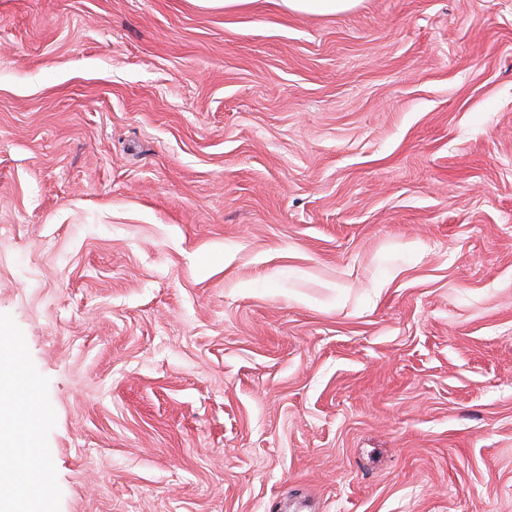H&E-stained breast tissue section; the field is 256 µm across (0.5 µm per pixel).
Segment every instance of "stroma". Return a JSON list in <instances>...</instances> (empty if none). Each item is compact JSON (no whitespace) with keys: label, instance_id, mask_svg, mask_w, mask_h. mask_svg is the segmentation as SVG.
Here are the masks:
<instances>
[{"label":"stroma","instance_id":"35a3bbf8","mask_svg":"<svg viewBox=\"0 0 512 512\" xmlns=\"http://www.w3.org/2000/svg\"><path fill=\"white\" fill-rule=\"evenodd\" d=\"M0 352L48 512H512V0H0ZM361 0H279L277 4L296 15H336L348 12Z\"/></svg>","mask_w":512,"mask_h":512}]
</instances>
